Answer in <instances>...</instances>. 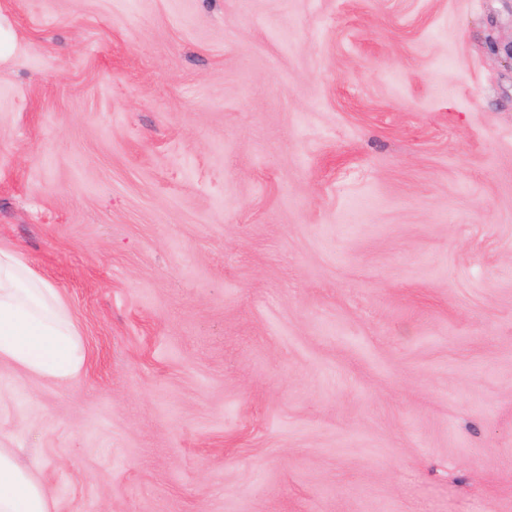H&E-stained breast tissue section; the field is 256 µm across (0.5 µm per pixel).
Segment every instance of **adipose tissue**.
Masks as SVG:
<instances>
[{
    "label": "adipose tissue",
    "mask_w": 512,
    "mask_h": 512,
    "mask_svg": "<svg viewBox=\"0 0 512 512\" xmlns=\"http://www.w3.org/2000/svg\"><path fill=\"white\" fill-rule=\"evenodd\" d=\"M86 363L81 330L60 292L20 253L0 248V368L68 385ZM0 512H50L44 483L6 448H0Z\"/></svg>",
    "instance_id": "adipose-tissue-1"
}]
</instances>
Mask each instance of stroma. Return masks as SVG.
<instances>
[{"label": "stroma", "mask_w": 512, "mask_h": 512, "mask_svg": "<svg viewBox=\"0 0 512 512\" xmlns=\"http://www.w3.org/2000/svg\"><path fill=\"white\" fill-rule=\"evenodd\" d=\"M0 368L51 512H512V0H0ZM86 363L81 330L60 292L20 253L0 248V368L68 385Z\"/></svg>", "instance_id": "obj_1"}]
</instances>
